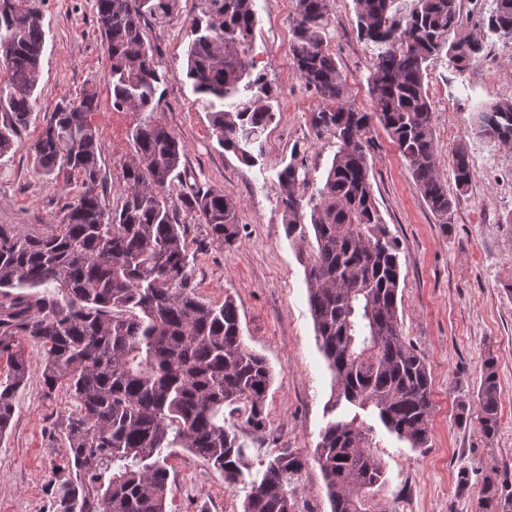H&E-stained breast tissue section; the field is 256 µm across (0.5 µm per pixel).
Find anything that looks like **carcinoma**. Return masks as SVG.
Returning <instances> with one entry per match:
<instances>
[{"instance_id": "carcinoma-1", "label": "carcinoma", "mask_w": 512, "mask_h": 512, "mask_svg": "<svg viewBox=\"0 0 512 512\" xmlns=\"http://www.w3.org/2000/svg\"><path fill=\"white\" fill-rule=\"evenodd\" d=\"M353 0L357 31L379 47L367 83L375 109L349 101L346 80L327 48V0H295L290 51L306 88L318 99L311 126L334 139L336 152L318 197L305 199L310 172L293 158L276 174L288 233L305 222L316 246L307 274L308 303L320 347L339 396L373 407L383 426L413 448L428 446L431 375L407 343L399 322L398 245L381 215L370 181L369 134L382 127L407 163L438 223L448 226L454 198L441 177L429 62L446 56L462 70L484 50V39L512 41V0H494L483 34L451 37L460 0ZM110 60L112 107L147 111L165 73L146 34L169 23L179 0H95ZM254 0H199L186 31L185 79L202 101L219 146L245 162L276 120V98L249 52ZM46 42L33 0H0V57L10 62L0 87V157L27 124L36 102ZM97 95L58 102L31 151L42 174H76L81 189L57 224L20 234L0 224V437L14 415L15 391L27 382L24 344L40 349L42 390L66 391L76 403L61 415L67 453L49 480L51 512H166L170 471L166 448H185L224 478L227 487L251 470L236 417L265 426L273 383L267 359L245 343L236 302L196 293L181 210L206 224L210 242L232 245L239 235L234 197L191 184L170 195L183 155L160 124L132 129L137 162L125 166L120 204H103L98 128L90 115ZM476 135L512 140V97L487 101L474 113ZM456 188H468L464 146L452 153ZM52 285L54 290L42 287ZM476 421L491 439L498 430L494 360L483 364ZM373 438L356 419L327 425L316 449L331 512H369L365 493L381 483L384 465ZM304 466L281 448L262 464L242 512H295L292 476ZM484 512H512V494L489 484Z\"/></svg>"}]
</instances>
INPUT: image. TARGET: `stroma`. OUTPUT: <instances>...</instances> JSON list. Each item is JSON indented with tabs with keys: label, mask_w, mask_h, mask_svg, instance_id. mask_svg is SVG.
Returning <instances> with one entry per match:
<instances>
[{
	"label": "stroma",
	"mask_w": 512,
	"mask_h": 512,
	"mask_svg": "<svg viewBox=\"0 0 512 512\" xmlns=\"http://www.w3.org/2000/svg\"><path fill=\"white\" fill-rule=\"evenodd\" d=\"M47 40L37 100L11 152L0 158V224L23 233L56 223L79 189L76 175L44 177L30 146L61 99L84 90L98 94L91 120L99 130V151L107 207L125 190L123 171L134 148L137 125L166 126L184 152L182 183L224 191L239 203L240 235L232 246L207 243V230L194 216L180 213L194 258L196 292L206 301L233 297L247 344L263 355L274 381L266 401L262 431L243 428L253 463L280 448L305 461L292 486L296 512H330L315 449L332 421L357 419L372 428L375 452L385 465L383 483L367 498L372 512H479L487 484L512 490V402L500 403L498 431L485 438L475 420L460 418L473 403L483 362L493 358L499 385H512V143L471 134L477 100L512 95V84L486 80V60L512 70V44L487 43L486 59L455 70L446 58L428 68V93L438 143L439 169L453 181L451 153L464 145L472 179L457 194L449 226L438 224L421 197L405 160L382 129L372 134L370 179L377 205L399 243L402 333L423 355L431 373V438L413 448L388 432L377 413L337 400L332 373L319 349L308 304L306 281L312 231L288 233L276 182L277 172L301 146L311 172L310 193L335 152L332 140L317 136L310 117L318 101L300 79L290 52L295 0H254L256 27L251 58L274 89L275 122L253 144L254 163L222 149L208 114L182 72L186 30L197 0H180L178 17L148 26L147 35L167 79L154 111L112 107L109 62L96 22L95 0H35ZM326 41L362 111L374 109L367 84L378 52L357 32L352 0H328ZM28 380L14 397L11 426L0 439V512H48L47 484L52 467L64 460L66 445L56 421L74 402L66 393L44 398L39 351L28 347ZM173 491L169 512H240L249 481L228 488L219 473L181 448L169 451Z\"/></svg>",
	"instance_id": "35a3bbf8"
}]
</instances>
